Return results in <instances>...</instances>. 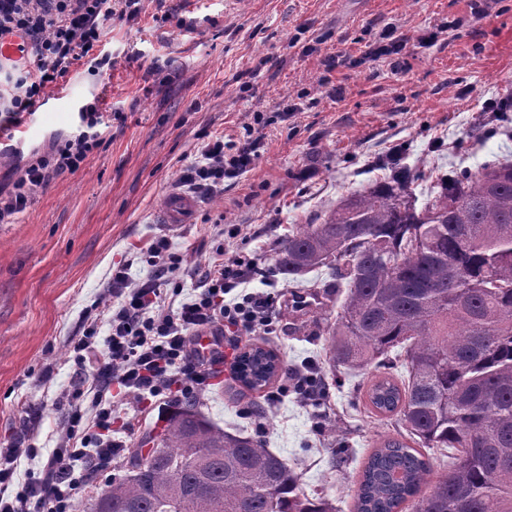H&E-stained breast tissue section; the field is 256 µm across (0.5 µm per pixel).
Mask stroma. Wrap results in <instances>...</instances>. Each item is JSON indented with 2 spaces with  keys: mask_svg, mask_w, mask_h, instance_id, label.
I'll use <instances>...</instances> for the list:
<instances>
[{
  "mask_svg": "<svg viewBox=\"0 0 512 512\" xmlns=\"http://www.w3.org/2000/svg\"><path fill=\"white\" fill-rule=\"evenodd\" d=\"M143 0L138 18H113L98 54L112 66L92 75L77 61L67 77L68 110L49 114L32 137L0 148V183L31 151H45L98 101L112 137L74 174L37 192L11 223H0V442L20 427L19 401L41 407L35 444L52 448L63 411L55 397L88 381L70 350L84 311L102 296L113 270L131 281L154 269L140 250L166 237L183 256L165 304L190 299L197 274L218 252L254 257L260 271L245 293L272 300L270 334L225 330L229 360L238 347L264 341L285 366L324 377V395L253 392L232 377L228 362L211 378L203 412L223 428L265 442L300 476L302 488L352 512L351 491L385 436L402 433L397 417L366 410L367 376L331 369L322 334L336 314L327 268L306 275L320 302L301 319L287 311L296 288L275 271L277 242L305 224L321 223L337 202L384 177L389 159L418 169L412 187L424 206L439 176L512 159V112L487 111L512 98V0ZM462 19L437 43L419 36ZM387 27L403 34L406 67L366 51ZM344 64L326 71L324 62ZM342 85L335 96L333 85ZM297 113H289L292 105ZM259 120L260 156L251 169L204 194L181 179L203 137L236 138ZM191 197L186 218L164 219L174 193ZM50 381H42L46 367ZM259 404L267 414L246 413ZM158 403L125 399L113 424L126 447L161 426Z\"/></svg>",
  "mask_w": 512,
  "mask_h": 512,
  "instance_id": "35a3bbf8",
  "label": "stroma"
}]
</instances>
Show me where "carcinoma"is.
<instances>
[{
  "mask_svg": "<svg viewBox=\"0 0 512 512\" xmlns=\"http://www.w3.org/2000/svg\"><path fill=\"white\" fill-rule=\"evenodd\" d=\"M389 169L276 252L284 278L325 266L347 288L326 326L331 369L408 373L368 389L370 406L400 416L406 434L369 455L354 512H512V161L451 172L420 209L409 191L419 172ZM287 374L258 343L234 367L257 392ZM202 404L188 399L146 432L84 512H241L245 502L250 512H336L287 460L214 425ZM443 448L458 455L423 496Z\"/></svg>",
  "mask_w": 512,
  "mask_h": 512,
  "instance_id": "cac0c4a2",
  "label": "carcinoma"
}]
</instances>
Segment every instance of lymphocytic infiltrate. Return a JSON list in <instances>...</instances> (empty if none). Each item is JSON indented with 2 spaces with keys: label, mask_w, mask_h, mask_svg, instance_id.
<instances>
[{
  "label": "lymphocytic infiltrate",
  "mask_w": 512,
  "mask_h": 512,
  "mask_svg": "<svg viewBox=\"0 0 512 512\" xmlns=\"http://www.w3.org/2000/svg\"><path fill=\"white\" fill-rule=\"evenodd\" d=\"M142 0H0V40L17 37L25 54L0 67V115L19 123L31 113L47 88L67 78L75 61L93 57L95 69L111 66L108 57H94L113 16H138ZM105 121L97 104L80 112L79 124L49 152L34 154L21 168L7 197H0V223L26 208L36 191L53 180L77 172L105 140ZM253 126L239 138L212 140L196 162L182 173L183 181L207 192L220 190L225 180L249 170L258 158ZM144 257L153 267L151 279L130 283L125 269L113 273L106 296L93 313L84 315L81 336L72 339L74 360L91 365L90 386L73 385L57 399L65 410L57 448L41 455L34 441L41 414L32 405L21 408L23 426L0 445V512H74L82 491L117 465L121 443L112 437V417L118 398H156L173 402L198 394L207 376L195 370L193 359H224L219 339L190 347L192 336L219 326L253 331L269 327V298L248 294L228 303L224 296L244 284L255 269L244 256L222 258L202 274L194 299L166 309L163 285L181 269V256L170 253L166 239L153 241ZM106 337H99L100 325ZM37 467L20 470L21 459Z\"/></svg>",
  "instance_id": "f902f5d3"
}]
</instances>
